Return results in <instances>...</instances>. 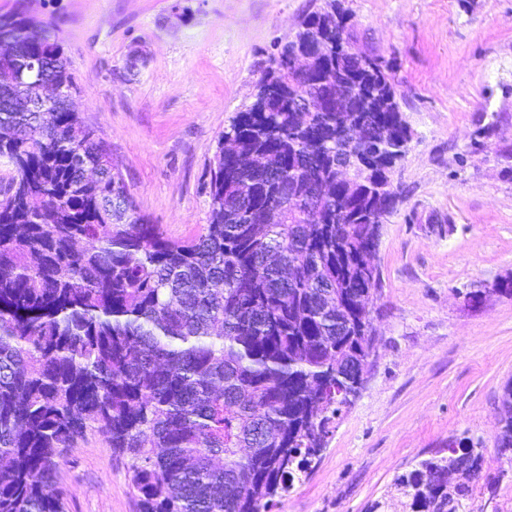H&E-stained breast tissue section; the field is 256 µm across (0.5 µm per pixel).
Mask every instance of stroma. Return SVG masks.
<instances>
[{"label": "stroma", "mask_w": 512, "mask_h": 512, "mask_svg": "<svg viewBox=\"0 0 512 512\" xmlns=\"http://www.w3.org/2000/svg\"><path fill=\"white\" fill-rule=\"evenodd\" d=\"M323 4L0 0V14L23 8L59 39L75 106L138 213L185 240L208 222L225 127L252 102L276 43ZM341 4L353 49L389 66L413 139L375 255L366 382L271 512H409L396 477L463 436L484 464L459 512H512V465L496 447L512 296L491 290L512 274V0ZM59 478L67 512H140L131 471L97 433L65 455Z\"/></svg>", "instance_id": "1"}]
</instances>
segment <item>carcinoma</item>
<instances>
[{
  "label": "carcinoma",
  "instance_id": "1",
  "mask_svg": "<svg viewBox=\"0 0 512 512\" xmlns=\"http://www.w3.org/2000/svg\"><path fill=\"white\" fill-rule=\"evenodd\" d=\"M337 0L276 45L210 170L209 224L169 239L74 112H7L0 93V512H66L59 460L87 432L128 458L141 512H270L307 472L359 383L381 288L372 263L412 131L383 62L351 53ZM324 76L290 52L316 34ZM1 63L47 60L41 96L74 87L62 46L0 15ZM349 109L326 110L336 85ZM366 165L350 209L336 160ZM98 170L93 183L85 168ZM499 453H512V381ZM483 455L466 438L396 478L411 512H458Z\"/></svg>",
  "mask_w": 512,
  "mask_h": 512
}]
</instances>
